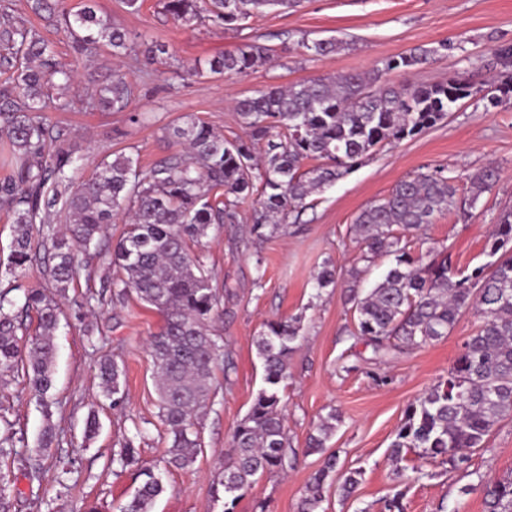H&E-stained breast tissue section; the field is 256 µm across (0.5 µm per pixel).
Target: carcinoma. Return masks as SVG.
I'll list each match as a JSON object with an SVG mask.
<instances>
[{
	"instance_id": "carcinoma-1",
	"label": "carcinoma",
	"mask_w": 512,
	"mask_h": 512,
	"mask_svg": "<svg viewBox=\"0 0 512 512\" xmlns=\"http://www.w3.org/2000/svg\"><path fill=\"white\" fill-rule=\"evenodd\" d=\"M300 0H165L174 20L190 26L202 12L219 25L240 26L267 6L295 7ZM34 14L60 26L78 53L127 49V33L99 15L95 0L76 11L59 0H31ZM168 54L157 41L142 44L150 64ZM434 51L414 48L386 59L370 78L348 73L304 80L286 88L272 87L240 98L235 110L252 141H228L205 122L193 120L172 131L188 153H174L143 173L138 159L118 154L102 161L80 183L74 173L83 159L81 147L43 116L50 102L62 111L74 101L63 92L74 87L71 68L53 45L27 20L0 7V139L11 147L15 163L0 178V210L12 217L14 235L7 258L14 273L47 256L51 287L64 297L75 287L78 256L94 248L109 255L117 277L88 287L86 304H123L134 295L162 316L151 336L158 391V417L171 442V463L187 467L201 451L199 420L214 402V369L228 354L221 337L211 333L221 300L201 257L191 253L211 224H235L241 204L254 200L251 232L276 233L289 215L303 208L316 190L334 184L363 158L381 147L414 137L448 117L459 101L484 92L468 75L455 74L437 84H383L382 74L408 72ZM272 61L271 49L256 43L208 62L214 75L245 74ZM131 89L119 74L99 84L93 107L121 112ZM306 161L314 165L305 170ZM499 179L488 165L469 177L472 200L490 191ZM457 188L445 169L436 168L400 180L383 200L365 208L356 219L368 264L380 256L394 263L366 294L349 289L354 323L348 339L371 350L370 361L383 363L448 336L463 311L479 303L488 312L483 324L463 343L448 378L411 404L391 444L398 462L410 450L430 460L441 458L453 468L468 464L469 453L484 447L492 428L512 418V209L502 211L487 242L492 261L465 273L443 256L415 264V235L436 216L456 207ZM67 215L66 228L50 222L53 209ZM132 213L122 237L102 248L108 224L122 209ZM34 312L35 334L21 343L23 316ZM60 322L56 299L40 288L0 289V376L24 373L37 393L44 425L37 447L18 459L29 481H41V454L57 442L52 421L56 359L55 332ZM302 318L267 324L256 339L263 368V386L232 434L224 460V476L214 489L215 501L228 498L222 512H233L238 493L261 477L284 472L291 465L281 407V386L288 380V360L303 338ZM125 371L115 359L99 362L104 396L117 408L123 403ZM329 411L309 436L308 450L321 452L336 428ZM120 471L135 470L143 481L120 512H153L164 486L145 465L134 440L113 452ZM339 470L338 458L326 456L304 489L299 512H317L325 500L327 480ZM486 512H512V474L483 486Z\"/></svg>"
}]
</instances>
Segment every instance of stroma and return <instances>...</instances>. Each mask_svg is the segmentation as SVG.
I'll return each instance as SVG.
<instances>
[{"label":"stroma","mask_w":512,"mask_h":512,"mask_svg":"<svg viewBox=\"0 0 512 512\" xmlns=\"http://www.w3.org/2000/svg\"><path fill=\"white\" fill-rule=\"evenodd\" d=\"M10 15L30 17L42 36L54 43L74 71L81 97L71 110L47 108L50 124L80 144L85 161L76 181L115 155H138L149 169L177 149L170 133L190 120H203L233 141L248 136L234 110L235 100L275 86L317 77L372 72L387 58L410 49H431L427 63L408 73L385 74L389 83L433 84L467 71L486 86L500 82L501 67L492 50L512 45V0H301L291 9L267 8L240 27L225 28L204 20L191 26L175 21L163 0H144L140 10L123 0H97L100 15L129 34V50L120 57L99 52L74 53L69 36L46 20L31 16L27 0H6ZM343 41L339 52L323 57L309 46L320 39ZM166 44L165 63L147 65L142 42ZM245 43L273 51L272 61L242 75L194 74ZM121 74L134 95L122 112L91 109L95 86ZM492 165L500 179L478 200H471L469 177ZM433 168L454 177L462 208L437 216L418 235L411 253L429 261L448 251L454 264L470 269L485 263L488 235L502 208L512 205V95L492 102L476 95L459 102L447 119L417 136L374 153L332 186L306 200L300 220L282 232L256 241L251 209L243 207L235 224L208 226L195 251L202 255L212 283L222 296L223 313L212 331L231 352L229 368H216L218 395L200 420L202 451L180 469L161 467L166 434L157 418V391L149 340L162 317L137 300L115 307L76 308L85 286L61 300L56 333L53 421L59 443L44 456L41 495L56 499L60 512H117L140 480L133 472H114L112 454L125 437L142 430L138 442L147 465L160 466L164 492L153 512H207L214 486L224 471L231 435L262 387L255 340L268 321L302 316L304 339L289 359L282 391L292 468L264 477L234 504V512H298L304 487L324 454L333 453L347 469H361L356 492L343 499L331 485L324 512H387L401 495L403 512H485L481 482L512 473V418L496 424L484 447L475 449L467 468L454 470L434 461H403L396 474L390 444L407 406L447 378L463 341L481 325L475 309L459 317L447 337L376 365L351 350L345 328L353 318L348 288L367 290L381 281L390 258L361 261V245L352 230L366 206L386 196L406 176ZM336 270V282L313 286L323 266ZM109 354L125 366V400L114 410L101 394L95 362ZM7 409L22 448H31L42 415L26 377L0 378V409ZM337 411L339 422L324 453L307 452V437L321 417ZM96 412L101 429L93 441L83 438V420ZM72 464L70 488L59 495L58 460ZM421 465L425 478L414 479Z\"/></svg>","instance_id":"stroma-1"}]
</instances>
